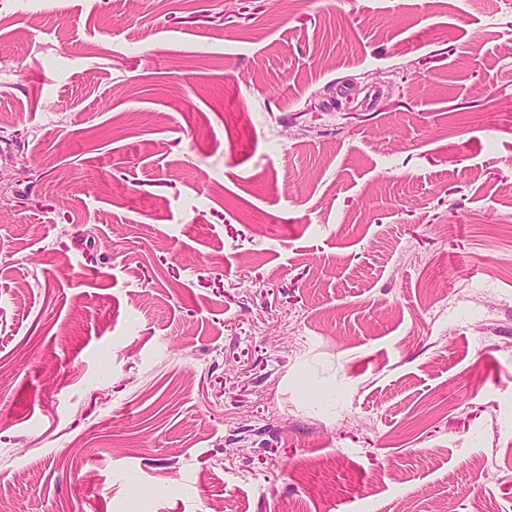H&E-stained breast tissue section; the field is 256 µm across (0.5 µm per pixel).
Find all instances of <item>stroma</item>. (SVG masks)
Segmentation results:
<instances>
[{
  "label": "stroma",
  "mask_w": 512,
  "mask_h": 512,
  "mask_svg": "<svg viewBox=\"0 0 512 512\" xmlns=\"http://www.w3.org/2000/svg\"><path fill=\"white\" fill-rule=\"evenodd\" d=\"M0 512H512V0H0Z\"/></svg>",
  "instance_id": "1"
}]
</instances>
